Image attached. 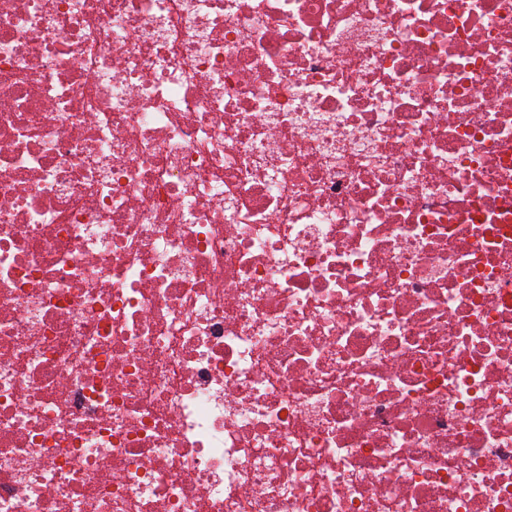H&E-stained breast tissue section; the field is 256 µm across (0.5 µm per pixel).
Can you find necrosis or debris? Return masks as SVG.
<instances>
[{"label": "necrosis or debris", "mask_w": 512, "mask_h": 512, "mask_svg": "<svg viewBox=\"0 0 512 512\" xmlns=\"http://www.w3.org/2000/svg\"><path fill=\"white\" fill-rule=\"evenodd\" d=\"M0 512H512V0H0Z\"/></svg>", "instance_id": "4bbe7bcc"}]
</instances>
